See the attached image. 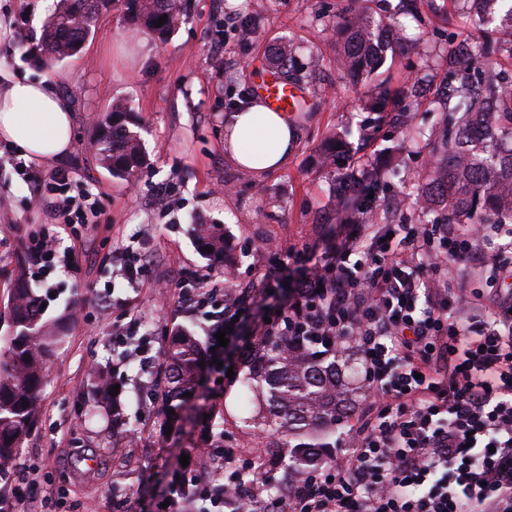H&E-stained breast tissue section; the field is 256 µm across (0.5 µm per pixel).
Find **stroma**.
<instances>
[{"instance_id":"1","label":"stroma","mask_w":512,"mask_h":512,"mask_svg":"<svg viewBox=\"0 0 512 512\" xmlns=\"http://www.w3.org/2000/svg\"><path fill=\"white\" fill-rule=\"evenodd\" d=\"M350 0H241L234 11L252 28L248 39L218 35L224 16L213 0H183L185 14L166 43L134 30L124 7L99 15L81 53L50 66L28 55L52 14L39 0H0L11 33L0 36V66L16 76L51 78L74 106L73 147L59 161L72 176L71 191L89 183L102 191L90 224H59L38 209L39 187L23 182L6 159L0 140V313H6L10 280L31 237L47 238L51 266H30L27 275L46 298V317L72 312L65 343L49 368L40 397L38 428L16 459L12 476L27 492L26 512H159L181 458L200 446L197 419L222 407L236 391L227 367L239 366L241 340L210 354L199 387L171 430L158 419L162 396L144 386L149 371L141 358L161 366V333L178 322L211 343L210 314L228 287L223 266L202 255L195 220L220 224L237 287L248 285L272 259L258 241L306 250L310 262L345 237L353 211L341 208L335 177L370 164L388 172L377 191L373 215L385 224H414L418 206L410 188L426 175L428 148L412 141L395 119L408 77L440 80L454 53L478 48L485 39L463 0H416L411 12L401 0H369L387 25L403 22L415 39L388 45L383 72L390 90L380 112L367 111L366 88H356L336 68L341 32L336 21ZM294 52L297 67L311 70L306 105L294 113L297 145L279 170L256 177L224 155V120L253 95V86L273 72L278 47ZM122 101L143 127L147 158L134 182L113 177L92 144L95 119ZM366 136H359V129ZM342 135L336 169L321 165L330 133ZM139 269L144 285L130 288L127 268ZM195 286V303L184 283ZM108 370L122 386L130 438L78 416L93 385L89 366Z\"/></svg>"}]
</instances>
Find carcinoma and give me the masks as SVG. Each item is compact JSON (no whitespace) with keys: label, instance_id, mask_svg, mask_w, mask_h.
<instances>
[{"label":"carcinoma","instance_id":"obj_1","mask_svg":"<svg viewBox=\"0 0 512 512\" xmlns=\"http://www.w3.org/2000/svg\"><path fill=\"white\" fill-rule=\"evenodd\" d=\"M121 2L141 27L165 40L180 20L181 0H58L41 38L40 55L52 63L74 55V45L86 41L104 11ZM482 23L495 35L498 51L512 58V0H479ZM167 16L163 25L155 23ZM343 50L336 67L352 77L374 79L383 66L376 45L377 24L362 11L351 13L344 25ZM472 62L487 75L472 83L460 69L447 74L432 92V102L441 106L446 135L432 147L434 162L426 182L418 189L428 205L423 223H435L430 214L448 210L459 224H494L503 215L512 216V89L494 62ZM136 124L121 104L99 124L98 149L112 175L133 179L146 162ZM384 172L364 168L353 184L340 188L344 207L370 204L367 193L378 190ZM195 236L207 255L224 258V225L198 224ZM10 331L0 336V481L20 454L40 418L39 393L48 365L64 340L70 317L44 318V300L32 288L24 270H19L9 292ZM204 348L186 329L176 330L163 352V375L153 387L167 403L178 408L183 394L192 392L201 377ZM112 383L100 374L91 393L101 400L119 427L125 422L120 398L111 396ZM353 398L340 381L336 352L319 353L309 341L274 336L261 342L243 363V376L235 395L234 424L247 436L271 431L277 441L260 448H243L254 466L238 472L245 484H266V466L277 459L288 473L301 478L325 463L323 439L336 429ZM211 448L224 440V409L217 410L205 427Z\"/></svg>","mask_w":512,"mask_h":512}]
</instances>
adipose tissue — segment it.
Returning <instances> with one entry per match:
<instances>
[{"mask_svg": "<svg viewBox=\"0 0 512 512\" xmlns=\"http://www.w3.org/2000/svg\"><path fill=\"white\" fill-rule=\"evenodd\" d=\"M75 114L49 78L31 80L0 69V139L20 147L26 157L48 163L66 157ZM295 123L261 100L231 113L224 125V154L240 168L266 175L282 168L295 143Z\"/></svg>", "mask_w": 512, "mask_h": 512, "instance_id": "ef3b65f1", "label": "adipose tissue"}]
</instances>
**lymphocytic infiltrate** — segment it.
I'll list each match as a JSON object with an SVG mask.
<instances>
[{"label": "lymphocytic infiltrate", "mask_w": 512, "mask_h": 512, "mask_svg": "<svg viewBox=\"0 0 512 512\" xmlns=\"http://www.w3.org/2000/svg\"><path fill=\"white\" fill-rule=\"evenodd\" d=\"M36 205L83 224L93 189L60 169ZM296 278L257 340L312 336L360 353L372 401L347 448L265 512H512V296L452 289L461 262L512 277L511 224H373ZM500 239L503 261L480 245Z\"/></svg>", "instance_id": "1"}]
</instances>
